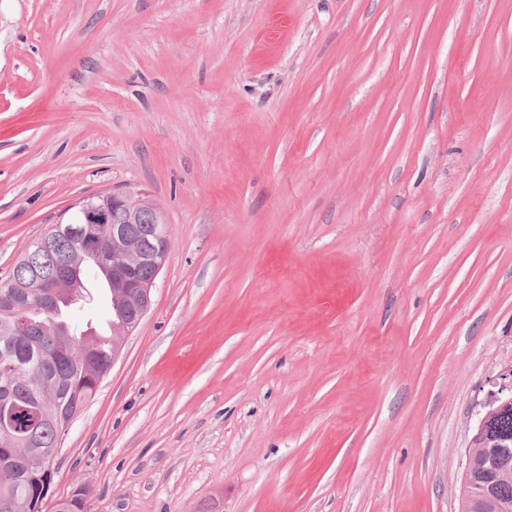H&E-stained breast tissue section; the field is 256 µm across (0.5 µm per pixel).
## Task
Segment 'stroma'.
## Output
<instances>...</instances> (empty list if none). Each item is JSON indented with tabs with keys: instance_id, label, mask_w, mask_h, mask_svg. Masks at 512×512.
<instances>
[{
	"instance_id": "1",
	"label": "stroma",
	"mask_w": 512,
	"mask_h": 512,
	"mask_svg": "<svg viewBox=\"0 0 512 512\" xmlns=\"http://www.w3.org/2000/svg\"><path fill=\"white\" fill-rule=\"evenodd\" d=\"M170 224L48 504L460 512L512 368V0H0V276Z\"/></svg>"
}]
</instances>
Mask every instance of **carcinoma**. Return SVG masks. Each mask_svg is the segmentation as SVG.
Instances as JSON below:
<instances>
[{"label":"carcinoma","mask_w":512,"mask_h":512,"mask_svg":"<svg viewBox=\"0 0 512 512\" xmlns=\"http://www.w3.org/2000/svg\"><path fill=\"white\" fill-rule=\"evenodd\" d=\"M74 224L59 225L49 249H26L6 278H0V294H20L21 306L12 309L0 303V350L10 349L23 368L9 381L12 399L20 406L39 400L44 419L35 425L19 423L12 447L0 446V512H46L38 482L27 455L17 452H46L56 447L74 418L90 402L97 386L87 378L108 369L112 351L119 346L114 333H76L69 322L70 309L47 310L38 289L28 287L38 278L51 275L69 263L79 250ZM25 317L41 324L39 336H17V322ZM497 434L512 437V407L494 413L488 432L476 443L479 448L471 471L473 487L462 497L461 512H512V459L500 464ZM85 488L61 499L55 512H85L81 499Z\"/></svg>","instance_id":"1"}]
</instances>
